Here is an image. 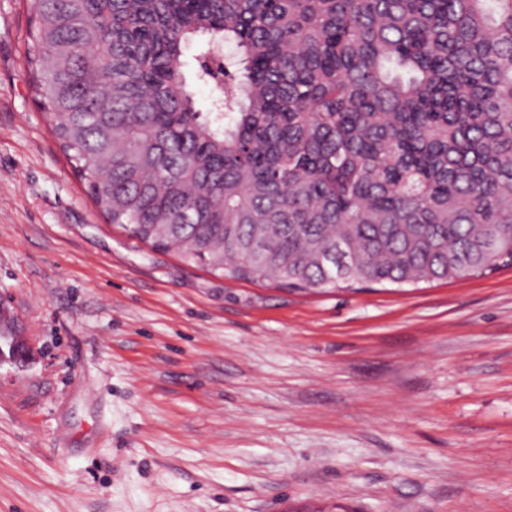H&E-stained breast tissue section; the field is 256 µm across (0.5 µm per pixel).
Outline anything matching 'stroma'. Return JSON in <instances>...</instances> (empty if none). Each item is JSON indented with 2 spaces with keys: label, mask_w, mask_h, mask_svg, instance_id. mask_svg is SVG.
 <instances>
[{
  "label": "stroma",
  "mask_w": 512,
  "mask_h": 512,
  "mask_svg": "<svg viewBox=\"0 0 512 512\" xmlns=\"http://www.w3.org/2000/svg\"><path fill=\"white\" fill-rule=\"evenodd\" d=\"M0 0V512H512V268L234 280L107 224ZM0 334L6 335L11 341L9 361L20 366H27L36 360V352L25 336L18 330L15 318L7 307L0 302Z\"/></svg>",
  "instance_id": "stroma-1"
}]
</instances>
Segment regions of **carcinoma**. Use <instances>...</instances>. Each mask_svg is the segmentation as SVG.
<instances>
[{
  "instance_id": "carcinoma-1",
  "label": "carcinoma",
  "mask_w": 512,
  "mask_h": 512,
  "mask_svg": "<svg viewBox=\"0 0 512 512\" xmlns=\"http://www.w3.org/2000/svg\"><path fill=\"white\" fill-rule=\"evenodd\" d=\"M25 2L38 103L132 238L295 290L512 267V0Z\"/></svg>"
}]
</instances>
